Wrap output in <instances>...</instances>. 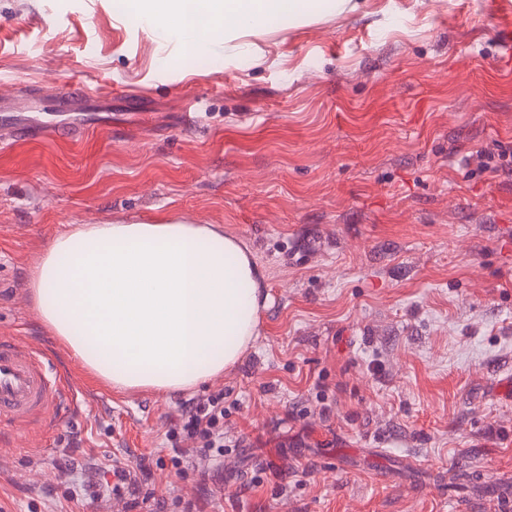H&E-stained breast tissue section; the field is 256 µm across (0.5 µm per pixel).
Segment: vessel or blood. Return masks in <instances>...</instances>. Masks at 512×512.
Returning a JSON list of instances; mask_svg holds the SVG:
<instances>
[{
    "label": "vessel or blood",
    "mask_w": 512,
    "mask_h": 512,
    "mask_svg": "<svg viewBox=\"0 0 512 512\" xmlns=\"http://www.w3.org/2000/svg\"><path fill=\"white\" fill-rule=\"evenodd\" d=\"M62 112H86L93 95L82 86L60 91L56 97ZM0 126L19 135L79 139L78 129L65 125L34 127L16 114L10 98L0 95ZM86 392L76 389L68 376L52 366L49 354L20 336H0V425L12 429L50 427L64 403L88 401Z\"/></svg>",
    "instance_id": "obj_1"
}]
</instances>
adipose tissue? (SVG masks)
Segmentation results:
<instances>
[{
  "label": "adipose tissue",
  "instance_id": "ef3b65f1",
  "mask_svg": "<svg viewBox=\"0 0 512 512\" xmlns=\"http://www.w3.org/2000/svg\"><path fill=\"white\" fill-rule=\"evenodd\" d=\"M319 0H206L214 26L251 31ZM261 270L215 224H81L31 270L45 328L118 391L171 394L216 377L256 336Z\"/></svg>",
  "mask_w": 512,
  "mask_h": 512
}]
</instances>
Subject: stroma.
<instances>
[{
    "label": "stroma",
    "mask_w": 512,
    "mask_h": 512,
    "mask_svg": "<svg viewBox=\"0 0 512 512\" xmlns=\"http://www.w3.org/2000/svg\"><path fill=\"white\" fill-rule=\"evenodd\" d=\"M73 83L109 111H56ZM30 90L31 120L88 133L0 144V336L95 398L0 439L5 512H512V171L476 155L512 143V0H321L198 50L116 0H0V92ZM172 218L245 243L259 334L192 390L116 391L49 335L31 269L75 225ZM219 390L223 464L178 474L165 433ZM141 455L132 509L109 472Z\"/></svg>",
    "instance_id": "1"
}]
</instances>
